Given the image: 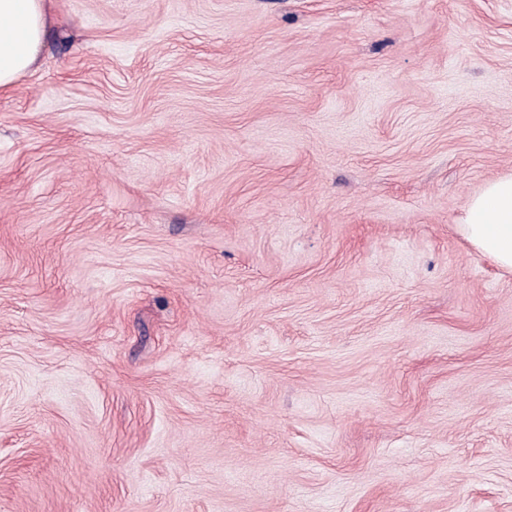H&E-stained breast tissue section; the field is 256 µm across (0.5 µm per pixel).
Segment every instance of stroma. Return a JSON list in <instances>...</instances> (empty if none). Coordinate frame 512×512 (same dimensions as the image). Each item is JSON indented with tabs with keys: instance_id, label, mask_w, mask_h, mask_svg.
Wrapping results in <instances>:
<instances>
[{
	"instance_id": "stroma-1",
	"label": "stroma",
	"mask_w": 512,
	"mask_h": 512,
	"mask_svg": "<svg viewBox=\"0 0 512 512\" xmlns=\"http://www.w3.org/2000/svg\"><path fill=\"white\" fill-rule=\"evenodd\" d=\"M0 91V512H512V0H47ZM460 234L496 264L512 271V173L489 181L457 224Z\"/></svg>"
}]
</instances>
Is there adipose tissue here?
Listing matches in <instances>:
<instances>
[{
  "label": "adipose tissue",
  "mask_w": 512,
  "mask_h": 512,
  "mask_svg": "<svg viewBox=\"0 0 512 512\" xmlns=\"http://www.w3.org/2000/svg\"><path fill=\"white\" fill-rule=\"evenodd\" d=\"M48 23L46 0H0V90L38 61ZM460 234L512 271V173L489 181L459 220Z\"/></svg>",
  "instance_id": "ef3b65f1"
}]
</instances>
